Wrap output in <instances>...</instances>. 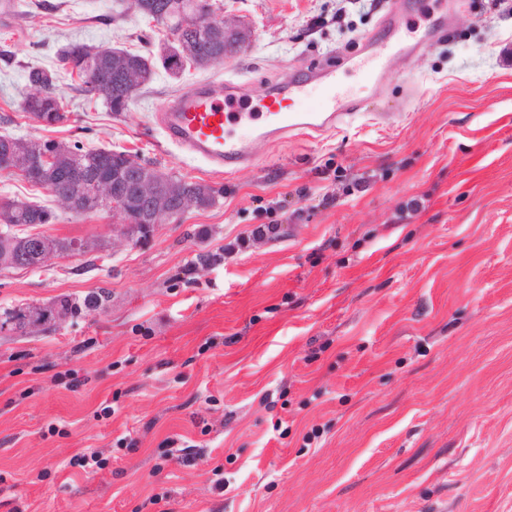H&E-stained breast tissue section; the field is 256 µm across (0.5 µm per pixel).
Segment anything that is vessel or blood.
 Here are the masks:
<instances>
[{"label":"vessel or blood","mask_w":512,"mask_h":512,"mask_svg":"<svg viewBox=\"0 0 512 512\" xmlns=\"http://www.w3.org/2000/svg\"><path fill=\"white\" fill-rule=\"evenodd\" d=\"M360 79L376 83L386 57L371 54L352 63ZM336 63L283 72L257 99L245 84L204 80L169 98L155 118L166 139L185 156L227 172L252 164L251 144L265 139L286 141L301 133L323 134L359 116L363 101L344 86ZM312 106L298 112L294 102Z\"/></svg>","instance_id":"b4317fda"}]
</instances>
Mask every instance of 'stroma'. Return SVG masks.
<instances>
[{
	"label": "stroma",
	"instance_id": "35a3bbf8",
	"mask_svg": "<svg viewBox=\"0 0 512 512\" xmlns=\"http://www.w3.org/2000/svg\"><path fill=\"white\" fill-rule=\"evenodd\" d=\"M212 2L247 42L177 79L155 65L125 112L85 102L58 53L155 57L162 31L113 18L115 0H14L0 18V134L220 190L134 246L120 213L74 215L0 171V199L56 214L29 233L91 245L0 270V311L80 304L0 333V512H512V0ZM393 12L407 48L363 89L369 116L257 143L228 173L155 125L204 78L261 89L384 51ZM33 67L55 73L65 124L23 112ZM61 305L62 307L70 309L71 311L78 308L77 303L70 299L62 300ZM62 307L54 308L49 314L43 312L40 308H33L30 316L24 321V326L20 325L22 330L42 328L51 320H64L67 317L68 311Z\"/></svg>",
	"mask_w": 512,
	"mask_h": 512
}]
</instances>
